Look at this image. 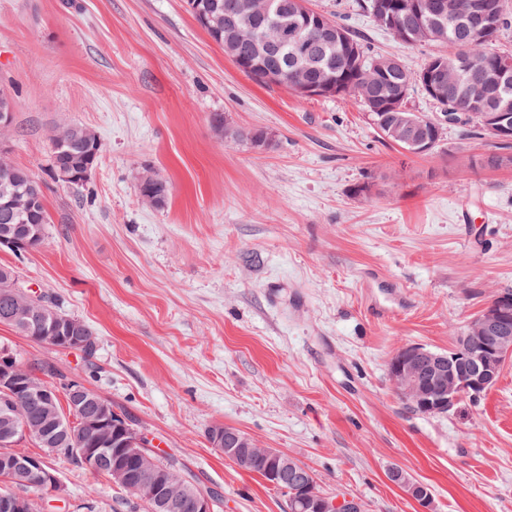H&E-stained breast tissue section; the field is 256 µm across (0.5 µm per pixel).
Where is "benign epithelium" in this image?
Masks as SVG:
<instances>
[{"instance_id": "benign-epithelium-1", "label": "benign epithelium", "mask_w": 512, "mask_h": 512, "mask_svg": "<svg viewBox=\"0 0 512 512\" xmlns=\"http://www.w3.org/2000/svg\"><path fill=\"white\" fill-rule=\"evenodd\" d=\"M257 12L270 13L278 9L276 0H234L224 15V29L229 30L238 23L250 22L247 6ZM425 14L421 0H407L404 10L391 16L392 25L396 26L404 38H409L403 18L407 14ZM473 17L477 20L475 34L484 39L494 36L497 9L491 0H448V17L458 19ZM310 26L312 38H329L332 26L319 16H305ZM299 47L305 54L299 59L300 66L288 75L278 68L265 70L267 81L287 88L297 94L318 97L322 94L345 91V87L336 82V77L327 75L316 82L308 80L305 73L315 62V56L308 52L309 38H304ZM442 69L424 71L414 75L411 82L395 90L384 102V107L391 112H400L397 124L387 128L389 134L402 140L407 145V152L425 155L432 151L434 141L423 135V126L418 114H409L407 97L411 85L421 83L432 96L442 94ZM491 84L499 88L512 85V62L500 64ZM484 121L497 141L512 140V99L508 95L498 98L495 109L483 113ZM11 293L19 303V309L12 312L10 319L19 326H27L31 315L29 302L39 301V295L27 289L15 280L10 287ZM51 326L65 327L70 332V340L80 346L94 336L93 329L80 319L52 312ZM512 354V298L499 296L491 309L483 311L469 320L464 328V335L458 338L452 356L464 358L470 369L458 375L447 370L443 356L419 344H408L398 350L389 365L392 382L408 397L419 404L427 414H445L466 395L476 398L486 392L495 383V377L506 356ZM0 467L20 477L19 483L37 481L50 488L57 497L64 496V489L58 478L42 465V458L11 451V448L26 438L39 433L38 426L28 420L16 418L17 406L14 398L19 394L35 395L41 401L50 404L56 398L65 399V407L54 409L55 423L67 420L68 425L80 424L82 428L93 427L98 430L99 439L90 447L80 450L82 464L92 470L100 467L102 459L112 455V483L124 485L129 479L126 461L137 460L144 469L155 468V461L148 453L150 439L135 428L117 423L119 416L106 404L96 414L83 417L85 387L79 382L69 385L66 396L56 390L46 388L39 375H28L16 362L9 349L0 350ZM211 443L227 453L236 454L238 449L246 447L240 441L237 431L221 428L212 433ZM188 484L182 473L174 470L163 471L148 486L142 488L146 497L153 504V512H179L180 496ZM309 512H362L359 498H338L302 488ZM36 499L19 491L0 497V512H33Z\"/></svg>"}]
</instances>
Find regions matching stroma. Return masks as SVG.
Wrapping results in <instances>:
<instances>
[{"label":"stroma","mask_w":512,"mask_h":512,"mask_svg":"<svg viewBox=\"0 0 512 512\" xmlns=\"http://www.w3.org/2000/svg\"><path fill=\"white\" fill-rule=\"evenodd\" d=\"M370 54L418 70L356 0H306ZM0 87L15 164L40 182L51 222L0 265L93 327L80 352L0 324V345L55 363L177 456L224 512H289L288 498L207 438L223 424L308 466L320 491L365 512H423L389 479L406 471L433 512H512V359L479 398L416 412L388 364L406 344L445 351L466 321L512 289V166L480 168L494 140L444 130L416 157L383 139L352 98H301L240 72L185 0H0ZM262 128L270 149L225 140L213 114ZM90 128L88 181L49 171L50 134ZM169 186L145 199L140 177ZM405 309L374 314L388 284ZM49 466L65 512H127L125 492L66 459Z\"/></svg>","instance_id":"35a3bbf8"}]
</instances>
